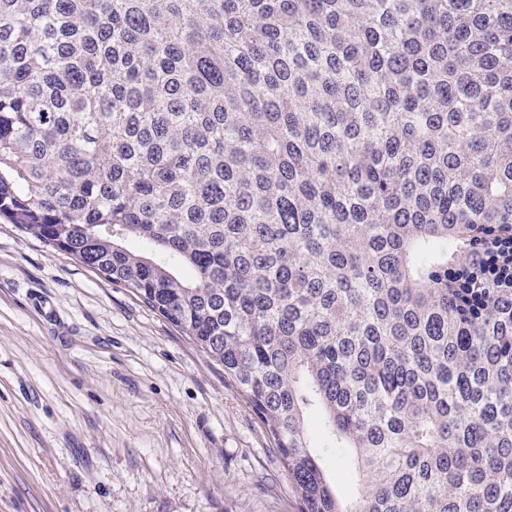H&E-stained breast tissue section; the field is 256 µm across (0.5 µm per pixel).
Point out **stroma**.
<instances>
[{
    "label": "stroma",
    "mask_w": 512,
    "mask_h": 512,
    "mask_svg": "<svg viewBox=\"0 0 512 512\" xmlns=\"http://www.w3.org/2000/svg\"><path fill=\"white\" fill-rule=\"evenodd\" d=\"M0 512L299 501L221 365L130 289L0 220Z\"/></svg>",
    "instance_id": "stroma-1"
}]
</instances>
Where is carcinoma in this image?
<instances>
[{"mask_svg":"<svg viewBox=\"0 0 512 512\" xmlns=\"http://www.w3.org/2000/svg\"><path fill=\"white\" fill-rule=\"evenodd\" d=\"M0 217L224 366L300 512H512V0H0Z\"/></svg>","mask_w":512,"mask_h":512,"instance_id":"carcinoma-1","label":"carcinoma"}]
</instances>
